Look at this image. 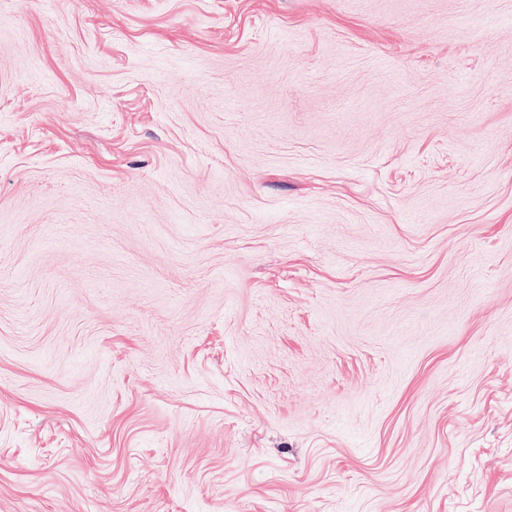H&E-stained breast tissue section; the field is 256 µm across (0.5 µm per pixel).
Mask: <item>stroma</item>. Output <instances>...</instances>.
<instances>
[{
    "instance_id": "stroma-1",
    "label": "stroma",
    "mask_w": 512,
    "mask_h": 512,
    "mask_svg": "<svg viewBox=\"0 0 512 512\" xmlns=\"http://www.w3.org/2000/svg\"><path fill=\"white\" fill-rule=\"evenodd\" d=\"M0 512H512V0H0Z\"/></svg>"
}]
</instances>
